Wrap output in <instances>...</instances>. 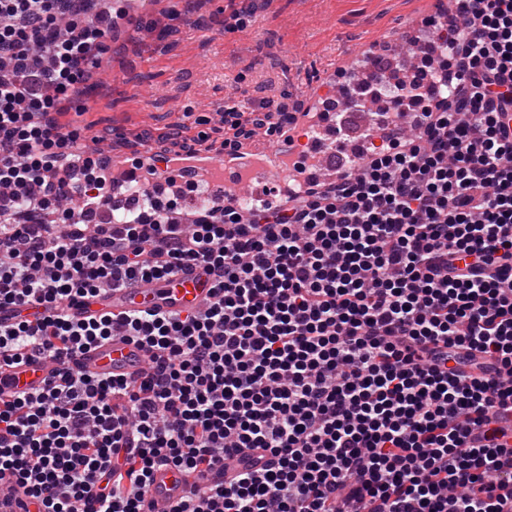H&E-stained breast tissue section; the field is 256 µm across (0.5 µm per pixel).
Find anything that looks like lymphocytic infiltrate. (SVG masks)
<instances>
[{
  "instance_id": "lymphocytic-infiltrate-1",
  "label": "lymphocytic infiltrate",
  "mask_w": 512,
  "mask_h": 512,
  "mask_svg": "<svg viewBox=\"0 0 512 512\" xmlns=\"http://www.w3.org/2000/svg\"><path fill=\"white\" fill-rule=\"evenodd\" d=\"M86 2L0 0V308L53 311L0 322V362L54 365L0 399V478L40 512H139L161 462L234 468L173 512H512V0L426 18L395 83L371 56L350 109L387 107L334 180L298 165L276 203L188 224L184 191L136 186L94 231L78 216L115 183L58 116L130 16ZM296 108L225 104L220 144L175 132L159 156L237 152ZM197 264L213 299L186 316L66 309ZM118 335L152 353L138 378L68 369Z\"/></svg>"
}]
</instances>
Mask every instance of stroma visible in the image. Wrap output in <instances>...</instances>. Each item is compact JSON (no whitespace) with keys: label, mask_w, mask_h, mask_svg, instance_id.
I'll return each instance as SVG.
<instances>
[{"label":"stroma","mask_w":512,"mask_h":512,"mask_svg":"<svg viewBox=\"0 0 512 512\" xmlns=\"http://www.w3.org/2000/svg\"><path fill=\"white\" fill-rule=\"evenodd\" d=\"M430 2L254 0L252 15L228 32V0H194L187 23L169 18L177 0H146L141 18L174 24L175 33L160 39L128 24L113 32L96 96L66 101L62 120L83 144L107 135L115 158L174 128L219 142L216 110L224 103L247 102L260 85L298 98L322 94L347 55L407 33L428 16Z\"/></svg>","instance_id":"stroma-1"}]
</instances>
